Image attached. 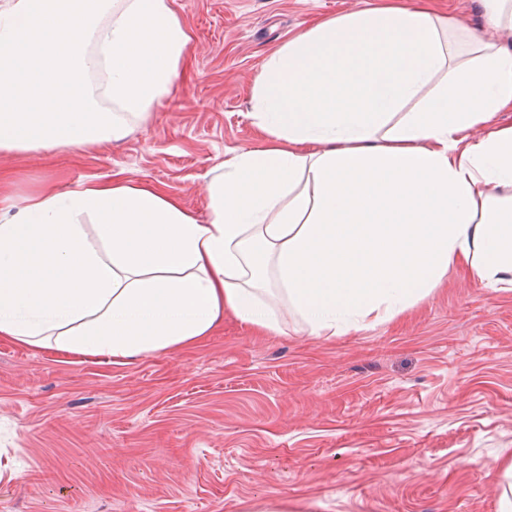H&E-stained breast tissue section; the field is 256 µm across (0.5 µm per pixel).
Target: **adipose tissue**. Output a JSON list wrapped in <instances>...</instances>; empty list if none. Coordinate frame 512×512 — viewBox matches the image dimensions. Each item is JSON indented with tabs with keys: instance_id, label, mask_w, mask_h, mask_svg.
I'll return each instance as SVG.
<instances>
[{
	"instance_id": "obj_1",
	"label": "adipose tissue",
	"mask_w": 512,
	"mask_h": 512,
	"mask_svg": "<svg viewBox=\"0 0 512 512\" xmlns=\"http://www.w3.org/2000/svg\"><path fill=\"white\" fill-rule=\"evenodd\" d=\"M172 0H0V154L123 139L170 93ZM512 42L425 6L306 27L264 62L261 146L206 182L198 220L121 175L14 207L0 172V341L124 365L224 315L309 336L393 320L449 268L512 291Z\"/></svg>"
}]
</instances>
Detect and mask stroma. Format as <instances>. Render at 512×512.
<instances>
[{
  "label": "stroma",
  "mask_w": 512,
  "mask_h": 512,
  "mask_svg": "<svg viewBox=\"0 0 512 512\" xmlns=\"http://www.w3.org/2000/svg\"><path fill=\"white\" fill-rule=\"evenodd\" d=\"M383 0H175L170 94L121 141L1 156L16 205L123 173L206 219L205 175L259 142L268 54L315 17ZM478 36L479 0H432ZM225 316L193 347L125 365L0 342V512H498L512 461V292L449 269L396 319L305 336Z\"/></svg>",
  "instance_id": "stroma-1"
}]
</instances>
